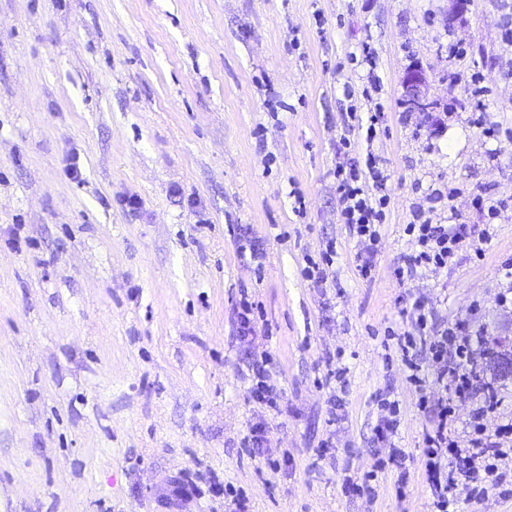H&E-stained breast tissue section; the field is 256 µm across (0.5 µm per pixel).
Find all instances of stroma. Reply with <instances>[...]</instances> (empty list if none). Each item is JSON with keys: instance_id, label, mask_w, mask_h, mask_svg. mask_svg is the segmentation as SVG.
<instances>
[{"instance_id": "obj_1", "label": "stroma", "mask_w": 512, "mask_h": 512, "mask_svg": "<svg viewBox=\"0 0 512 512\" xmlns=\"http://www.w3.org/2000/svg\"><path fill=\"white\" fill-rule=\"evenodd\" d=\"M450 7L0 0V512H227L218 484L251 512H431L428 418L384 331H414L405 309L421 297L428 330L460 319L486 330L481 366L512 338V300L501 299L512 142L475 121L512 128V0H472L448 25ZM364 43L386 114L369 146L343 110L349 56ZM413 65L435 112L402 103ZM343 137L352 151L338 152ZM368 148L391 196L370 280L355 268L333 175ZM431 183L448 199L431 201ZM484 193L508 205L496 224L474 205ZM417 209L438 223L456 212L471 232L447 268L402 284L394 270ZM236 224L265 239L262 269L238 259ZM329 240L336 284L321 290L301 270ZM244 292L261 315L248 342L237 333ZM339 349L348 386L334 413L326 360ZM264 355L290 414L247 400ZM386 390L401 404L404 466L355 495L346 480L389 454L373 432ZM258 421L266 459L242 446ZM502 470L504 488L462 491L461 512H512V459Z\"/></svg>"}]
</instances>
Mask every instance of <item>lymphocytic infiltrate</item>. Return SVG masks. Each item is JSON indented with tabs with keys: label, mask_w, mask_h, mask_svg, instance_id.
I'll use <instances>...</instances> for the list:
<instances>
[{
	"label": "lymphocytic infiltrate",
	"mask_w": 512,
	"mask_h": 512,
	"mask_svg": "<svg viewBox=\"0 0 512 512\" xmlns=\"http://www.w3.org/2000/svg\"><path fill=\"white\" fill-rule=\"evenodd\" d=\"M334 176L341 217L359 246L356 269L362 278H372L390 203L387 178L378 157L370 152L349 167L336 168ZM466 230V225L436 224L422 212H413L405 227L413 250L403 266L395 269L397 281H411L428 269L447 267ZM412 309L420 332L398 336L396 349L418 395L420 409L431 416V425L423 432L427 487L435 512H459L460 489L474 483L477 475L496 476L498 461L511 453L504 440L512 436V421L501 424L492 435L485 434L481 425L483 417L495 412L501 403L498 387L486 380L475 358L476 346L487 342L484 331L458 320L429 336L425 329L430 307L417 300ZM472 394L478 397L472 411L474 435L462 448L451 436L450 427L456 420L452 399Z\"/></svg>",
	"instance_id": "1"
}]
</instances>
